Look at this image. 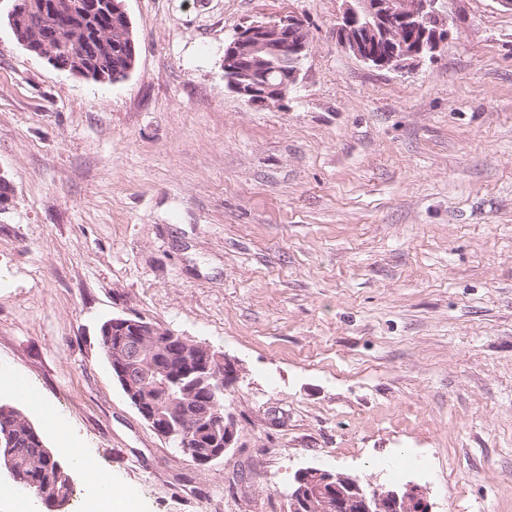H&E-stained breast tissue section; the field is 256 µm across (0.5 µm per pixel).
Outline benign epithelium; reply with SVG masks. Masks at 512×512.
<instances>
[{
    "label": "benign epithelium",
    "mask_w": 512,
    "mask_h": 512,
    "mask_svg": "<svg viewBox=\"0 0 512 512\" xmlns=\"http://www.w3.org/2000/svg\"><path fill=\"white\" fill-rule=\"evenodd\" d=\"M346 6L336 23V41L360 62L377 69L400 70L413 61L433 58L448 43L458 16L443 15L436 8L439 0H345ZM31 0H14L9 13L11 27L27 50L37 53L54 67L59 60L40 48L57 36L54 31L25 33L16 26L19 14L31 9ZM112 15L120 25L112 28V44L121 43L127 51L125 67L112 72V82L124 80L135 62V42L124 0H52V14L62 21L61 28L74 30L83 15L97 10ZM310 44L302 22L288 17L271 22H256L241 28L224 48V78L228 87L247 102L270 106L281 102L299 79L301 64ZM274 73L281 75L277 84L270 82ZM112 329L123 336L121 348L134 356L142 354L149 341H165L160 346H185L184 355L195 369L185 367L180 377L204 374L218 364L224 370V388L239 376L235 360L212 358L203 345L162 329L153 321L136 314L112 319ZM202 362H197L198 357ZM112 377L152 430L161 438L177 437L181 453L198 465L212 463L224 456L236 438L232 418H224V442L218 448L202 449L191 433L174 427L169 401L165 395H148L135 384L128 358L112 357ZM290 512H431L421 487H367L359 478L340 471L304 468L295 473L289 494Z\"/></svg>",
    "instance_id": "1"
}]
</instances>
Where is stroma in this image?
Segmentation results:
<instances>
[{"instance_id": "35a3bbf8", "label": "stroma", "mask_w": 512, "mask_h": 512, "mask_svg": "<svg viewBox=\"0 0 512 512\" xmlns=\"http://www.w3.org/2000/svg\"><path fill=\"white\" fill-rule=\"evenodd\" d=\"M0 0V400L66 432L140 512H289L297 470L416 484L433 512H512V12L435 58L368 67L343 0H125L116 84L20 44ZM299 18L298 84L224 81L244 25ZM137 312L235 360L234 448L200 466L128 403L100 341Z\"/></svg>"}]
</instances>
